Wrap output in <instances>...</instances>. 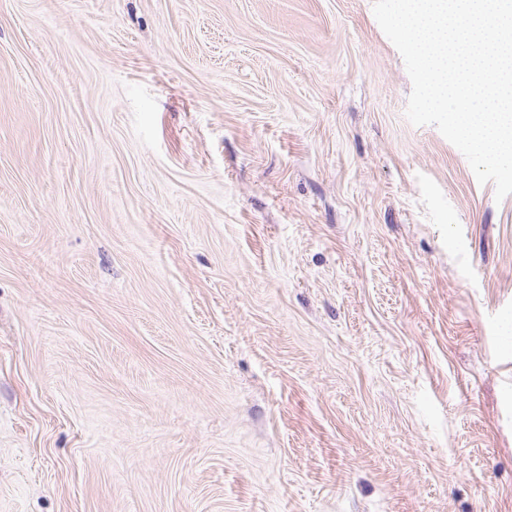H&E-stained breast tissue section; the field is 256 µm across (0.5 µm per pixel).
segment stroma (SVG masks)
<instances>
[{"label": "stroma", "mask_w": 512, "mask_h": 512, "mask_svg": "<svg viewBox=\"0 0 512 512\" xmlns=\"http://www.w3.org/2000/svg\"><path fill=\"white\" fill-rule=\"evenodd\" d=\"M373 0H0V512H512V195Z\"/></svg>", "instance_id": "stroma-1"}]
</instances>
